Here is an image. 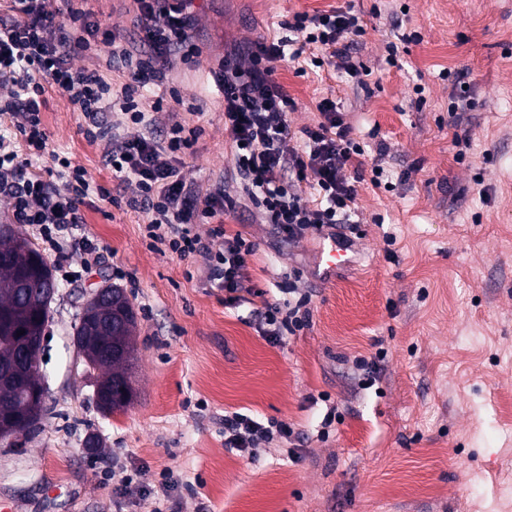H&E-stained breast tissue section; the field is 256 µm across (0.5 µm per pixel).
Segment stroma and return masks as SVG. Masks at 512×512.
Segmentation results:
<instances>
[{
	"label": "stroma",
	"instance_id": "obj_1",
	"mask_svg": "<svg viewBox=\"0 0 512 512\" xmlns=\"http://www.w3.org/2000/svg\"><path fill=\"white\" fill-rule=\"evenodd\" d=\"M346 6L365 28L354 73L304 56L277 63L274 78L293 130L317 124L330 98L367 146L363 170L387 148L389 189L357 185L351 263L317 280L321 237L279 243L251 206L225 216L256 247L251 286L279 300L296 271L312 293L309 327L273 344L251 304L225 307L201 257L150 249L142 210L90 195L69 247L75 275L59 279L49 309L44 414L35 433L0 441V499L16 512H144L164 471L167 512H512V0H197L193 50L151 91L177 89L181 118L203 130L188 178L239 197L211 70L230 45L284 35L296 13ZM460 70L475 107L456 127L449 75ZM46 98L51 149L133 198L67 96ZM82 238L106 248L103 265L85 266ZM112 285L137 314V361L133 401L106 415L73 332L91 294ZM376 356L380 377L361 388L356 362ZM235 412L286 422L296 439L225 448ZM107 471L133 475L127 493H113Z\"/></svg>",
	"mask_w": 512,
	"mask_h": 512
}]
</instances>
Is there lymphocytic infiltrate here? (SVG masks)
<instances>
[{
    "label": "lymphocytic infiltrate",
    "mask_w": 512,
    "mask_h": 512,
    "mask_svg": "<svg viewBox=\"0 0 512 512\" xmlns=\"http://www.w3.org/2000/svg\"><path fill=\"white\" fill-rule=\"evenodd\" d=\"M59 2L50 11L46 0H0V120L17 132L13 138L0 136V197L8 199L14 223L35 229L43 248L62 259L65 234L70 225L82 223L80 207L90 194L113 205L120 202L110 189L92 185L84 168L49 153L41 112L54 86L80 112L87 141L109 140L106 166L119 181L135 183L133 205L150 216L146 236L151 246H165L183 258L201 256L221 282L225 306H238L254 292L245 268L255 245L217 222L238 202L228 195L201 194L183 171L181 158L201 127L174 120L163 135H155L153 114L169 109L178 93L166 98L144 91L146 81L163 77L172 59L191 46L194 0H132L140 33L136 40L104 27L91 11L77 7V0ZM288 29V35L225 56L211 77L224 97V132L235 147L245 193L282 241L296 243L309 235H340L351 223L362 176L349 179L344 171L365 149L327 98L317 105L322 116L317 125L292 131L293 102L273 77L275 64L299 59L293 39L298 33L318 49L312 63L322 67L325 58L346 57L341 38L362 35L364 27L351 8L336 7L297 14ZM79 54L94 57L97 69L74 67L71 59ZM242 57L248 58V68L240 67ZM114 67L126 77L117 87L103 74ZM111 113L143 126V133L113 135ZM44 156L50 157V166L33 170V159ZM205 219L214 221L211 235L223 239L222 249L192 234L191 224ZM287 293V299L262 301L253 311L269 341L310 323V297L292 285ZM293 435L283 421L264 424L237 412L224 418L225 447L242 453L258 442L288 441Z\"/></svg>",
    "instance_id": "1"
}]
</instances>
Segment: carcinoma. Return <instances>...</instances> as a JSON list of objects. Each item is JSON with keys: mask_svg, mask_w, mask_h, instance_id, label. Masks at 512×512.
Wrapping results in <instances>:
<instances>
[{"mask_svg": "<svg viewBox=\"0 0 512 512\" xmlns=\"http://www.w3.org/2000/svg\"><path fill=\"white\" fill-rule=\"evenodd\" d=\"M52 270L34 244L9 224H0V371L14 359L15 346L42 347L46 321L43 309L50 305L44 289L53 287ZM112 303L90 301L86 316L75 325L74 341L90 340L97 348L133 350L131 336L136 328L134 308L120 288H110ZM24 334L17 335V332ZM88 368L100 372L99 382L112 385V406L106 413L124 409L133 397V360L100 356ZM42 403L24 392L0 388V431L18 427L33 430L42 415Z\"/></svg>", "mask_w": 512, "mask_h": 512, "instance_id": "carcinoma-1", "label": "carcinoma"}]
</instances>
